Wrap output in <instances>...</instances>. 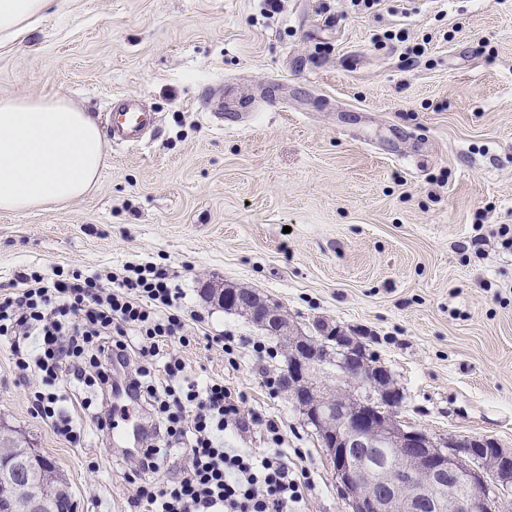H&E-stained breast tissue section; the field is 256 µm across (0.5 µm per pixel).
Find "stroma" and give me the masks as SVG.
Instances as JSON below:
<instances>
[{
  "label": "stroma",
  "mask_w": 512,
  "mask_h": 512,
  "mask_svg": "<svg viewBox=\"0 0 512 512\" xmlns=\"http://www.w3.org/2000/svg\"><path fill=\"white\" fill-rule=\"evenodd\" d=\"M406 29L405 41L374 35ZM233 86L248 122L213 125ZM60 96L106 127L115 98L156 116L142 143L106 146L96 188L62 206L0 212V285L29 266L167 264L236 365L205 343L187 371L223 381L280 422L311 486L298 512H345L330 460L283 390L277 339L201 292L249 288L304 333L316 321L363 343L437 439L512 451V0H50L0 45V97ZM484 243L474 246V234ZM272 347L257 358L253 346ZM39 380L0 347V427L64 473L76 512H129L138 484L93 436L70 442L31 408Z\"/></svg>",
  "instance_id": "obj_1"
}]
</instances>
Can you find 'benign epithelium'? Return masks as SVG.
I'll use <instances>...</instances> for the list:
<instances>
[{
    "mask_svg": "<svg viewBox=\"0 0 512 512\" xmlns=\"http://www.w3.org/2000/svg\"><path fill=\"white\" fill-rule=\"evenodd\" d=\"M217 299L286 341L288 396L326 448L346 512H512V454L495 440L438 441L404 427L390 373L353 339L336 335L338 354L325 357L315 338L261 295L226 288ZM385 446L396 450L385 467H363L354 452Z\"/></svg>",
    "mask_w": 512,
    "mask_h": 512,
    "instance_id": "obj_1",
    "label": "benign epithelium"
}]
</instances>
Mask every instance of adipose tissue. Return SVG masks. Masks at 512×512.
Returning a JSON list of instances; mask_svg holds the SVG:
<instances>
[{"label":"adipose tissue","instance_id":"1","mask_svg":"<svg viewBox=\"0 0 512 512\" xmlns=\"http://www.w3.org/2000/svg\"><path fill=\"white\" fill-rule=\"evenodd\" d=\"M49 0H0V42L29 32ZM105 144L96 121L62 97H0V212L68 203L98 184Z\"/></svg>","mask_w":512,"mask_h":512}]
</instances>
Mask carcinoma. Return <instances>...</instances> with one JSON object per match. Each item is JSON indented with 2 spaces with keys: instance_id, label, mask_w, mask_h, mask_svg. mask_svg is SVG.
Wrapping results in <instances>:
<instances>
[{
  "instance_id": "carcinoma-1",
  "label": "carcinoma",
  "mask_w": 512,
  "mask_h": 512,
  "mask_svg": "<svg viewBox=\"0 0 512 512\" xmlns=\"http://www.w3.org/2000/svg\"><path fill=\"white\" fill-rule=\"evenodd\" d=\"M27 462L19 479H0V507L21 509L30 500L51 503L54 512H70L69 484L55 464L20 434L0 432V469Z\"/></svg>"
}]
</instances>
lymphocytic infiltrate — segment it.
Here are the masks:
<instances>
[{
    "mask_svg": "<svg viewBox=\"0 0 512 512\" xmlns=\"http://www.w3.org/2000/svg\"><path fill=\"white\" fill-rule=\"evenodd\" d=\"M168 271L128 263L101 274L29 267L0 292V337L18 369L41 376L46 389L32 409L58 436L80 439L94 429L107 441L112 401L121 398L151 416L133 463L141 480L133 512H290L310 485L288 465L274 419L244 412L243 398L223 382L187 379L173 344L189 345L206 318L186 310ZM90 387L79 414L65 407L73 390ZM263 425L262 457L224 446V432ZM188 452L184 475L162 489L153 483L168 456Z\"/></svg>",
    "mask_w": 512,
    "mask_h": 512,
    "instance_id": "obj_1",
    "label": "lymphocytic infiltrate"
}]
</instances>
